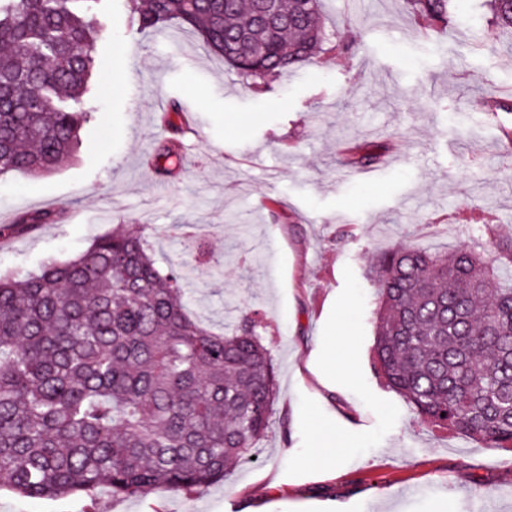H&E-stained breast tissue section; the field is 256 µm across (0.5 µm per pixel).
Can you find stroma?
<instances>
[{
	"label": "stroma",
	"mask_w": 512,
	"mask_h": 512,
	"mask_svg": "<svg viewBox=\"0 0 512 512\" xmlns=\"http://www.w3.org/2000/svg\"><path fill=\"white\" fill-rule=\"evenodd\" d=\"M475 10L427 37L405 0H323L328 49L259 91L176 24L137 33L126 0H96L78 151L51 174L0 178V222L60 205L68 218L0 241V273L75 257L120 224L142 232L160 268L183 266L193 319L217 333L260 322L278 395L254 460L206 489L91 505L0 491V512H512V450L432 430L378 374L365 277L398 245L488 254L512 240V94L481 106L512 91V30L487 0ZM173 99L181 162L162 178ZM358 144L382 145L378 161L343 165ZM341 316L356 341L333 354ZM332 354L344 369L327 378ZM317 425L338 447L313 467Z\"/></svg>",
	"instance_id": "obj_1"
}]
</instances>
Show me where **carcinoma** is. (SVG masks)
<instances>
[{"instance_id": "cac0c4a2", "label": "carcinoma", "mask_w": 512, "mask_h": 512, "mask_svg": "<svg viewBox=\"0 0 512 512\" xmlns=\"http://www.w3.org/2000/svg\"><path fill=\"white\" fill-rule=\"evenodd\" d=\"M98 0H0V176L53 172L90 117ZM136 32L170 21L242 77L265 82L311 62L327 41L321 0H127ZM424 27L460 0H406ZM499 26L512 5L491 0ZM155 151L179 158L181 127ZM378 152L358 145L353 167ZM22 214L0 239L58 222ZM373 355L387 387L428 424L512 446V242L497 256L397 248L370 270ZM183 270L162 271L139 234L104 235L74 258L0 277V490L26 498L202 490L255 455L276 397L258 325L216 334L184 309Z\"/></svg>"}]
</instances>
